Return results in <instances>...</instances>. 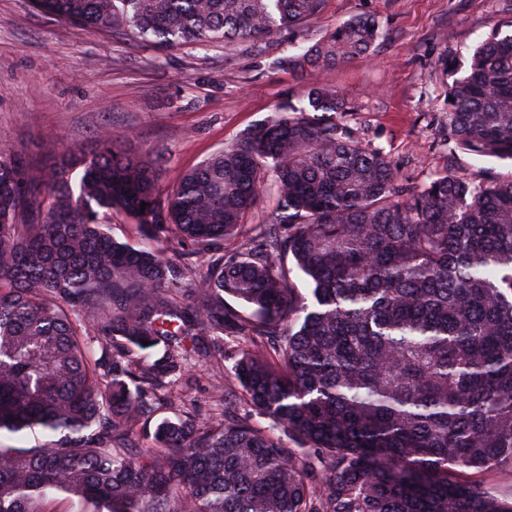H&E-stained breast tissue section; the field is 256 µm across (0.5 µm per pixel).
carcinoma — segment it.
Returning <instances> with one entry per match:
<instances>
[{"label":"carcinoma","mask_w":512,"mask_h":512,"mask_svg":"<svg viewBox=\"0 0 512 512\" xmlns=\"http://www.w3.org/2000/svg\"><path fill=\"white\" fill-rule=\"evenodd\" d=\"M325 3L31 0L160 52L286 32L272 67L303 79L380 37L359 14L308 42ZM443 66L448 157L512 160V11ZM353 111L307 85L167 190L107 129L39 176L0 150V512H512L484 480L512 467V175L415 184ZM226 336L210 418H158Z\"/></svg>","instance_id":"cac0c4a2"}]
</instances>
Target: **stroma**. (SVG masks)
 Listing matches in <instances>:
<instances>
[{"mask_svg": "<svg viewBox=\"0 0 512 512\" xmlns=\"http://www.w3.org/2000/svg\"><path fill=\"white\" fill-rule=\"evenodd\" d=\"M502 8V0H327L307 24L310 39L360 13L377 16L381 34L368 60L318 70L309 82L351 100L364 142L424 182L448 167V74L436 62L449 54L467 65ZM287 48L281 34L257 52L215 43L160 53L76 31L37 14L29 0H0V149L47 170L62 148L87 146L107 128L172 186L302 92L304 82L268 65ZM212 383L201 362L180 383L182 403L204 419Z\"/></svg>", "mask_w": 512, "mask_h": 512, "instance_id": "35a3bbf8", "label": "stroma"}]
</instances>
